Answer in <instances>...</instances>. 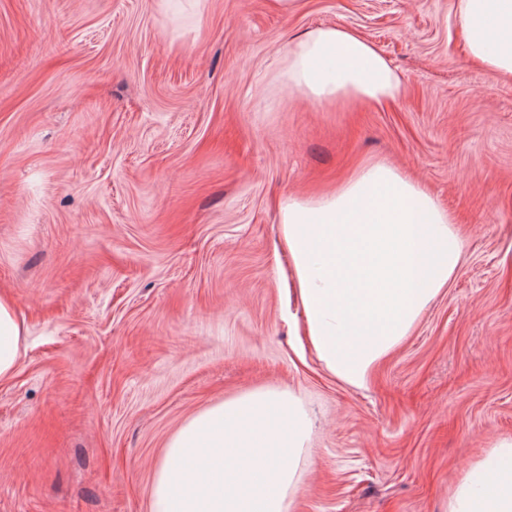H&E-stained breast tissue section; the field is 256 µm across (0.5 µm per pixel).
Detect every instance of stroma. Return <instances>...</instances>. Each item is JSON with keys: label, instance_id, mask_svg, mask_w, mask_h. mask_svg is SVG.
Wrapping results in <instances>:
<instances>
[{"label": "stroma", "instance_id": "stroma-1", "mask_svg": "<svg viewBox=\"0 0 512 512\" xmlns=\"http://www.w3.org/2000/svg\"><path fill=\"white\" fill-rule=\"evenodd\" d=\"M332 25L403 93L321 106L279 81ZM385 160L451 212L454 278L365 389L301 350L278 201ZM0 512H150L199 410L286 387L310 410L290 512H441L512 435V83L455 0H0ZM26 335L24 322L17 315L14 301L0 293V379L12 375Z\"/></svg>", "mask_w": 512, "mask_h": 512}]
</instances>
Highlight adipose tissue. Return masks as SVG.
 <instances>
[{"instance_id": "1", "label": "adipose tissue", "mask_w": 512, "mask_h": 512, "mask_svg": "<svg viewBox=\"0 0 512 512\" xmlns=\"http://www.w3.org/2000/svg\"><path fill=\"white\" fill-rule=\"evenodd\" d=\"M456 13L472 62L512 83V0H457ZM279 78L321 105L381 104L402 94L382 54L336 26L296 40ZM279 211L288 296L307 342L336 378L364 388L453 279L460 232L420 182L382 160L331 193L285 196ZM25 337L14 301L0 293V379L12 375ZM310 434L302 398L287 389L255 388L210 405L169 439L151 512H287ZM444 512H512V436L495 437L464 470Z\"/></svg>"}]
</instances>
